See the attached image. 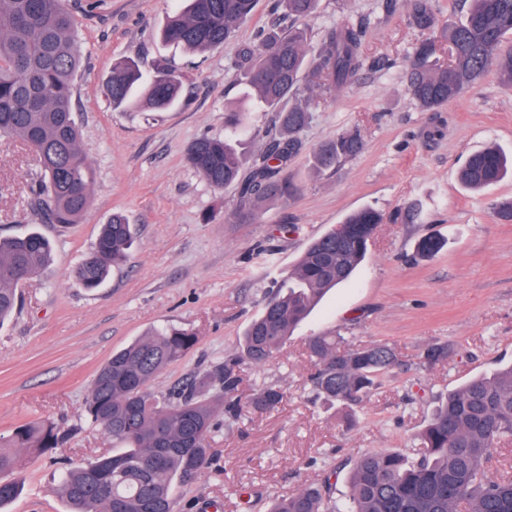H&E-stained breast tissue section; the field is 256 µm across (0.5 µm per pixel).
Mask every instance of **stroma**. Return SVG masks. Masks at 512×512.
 Here are the masks:
<instances>
[{"instance_id":"stroma-1","label":"stroma","mask_w":512,"mask_h":512,"mask_svg":"<svg viewBox=\"0 0 512 512\" xmlns=\"http://www.w3.org/2000/svg\"><path fill=\"white\" fill-rule=\"evenodd\" d=\"M75 18L81 68L76 118L96 170L92 205L80 223L43 224L29 208L40 174L21 144L0 139V237L31 228L51 239V270L22 288L20 311L0 325V435L48 421L65 435L52 451L28 456L23 486L5 512H66L54 491L55 459L81 463L111 454L112 439L88 424L83 400L97 369L153 328L193 331L197 344L151 383L165 392L206 365L237 352L239 339L273 291L287 284L310 239L368 206L384 217L367 256L348 282L329 291L264 366L242 365L238 394L279 386L283 403L268 412L243 410L210 441L219 466L177 491L179 512H267V497L288 496L338 470L331 494L349 498L351 462L366 452L410 447L448 390L512 363V223L493 207L512 200V177L478 191L458 172L489 146L512 155V89L487 73L438 112L410 100L406 59L424 34L403 5L390 0H319L314 37L349 18L365 23L363 64L355 80L314 107L302 151L288 166L294 195L265 202L255 222H234L238 189L211 187L184 162L187 146L224 133L238 104L237 62L270 20V0L224 47L189 53L161 40L176 0H67ZM156 63L182 77L179 102L166 112L106 95L112 65ZM357 129L361 151L331 170L314 152ZM124 213L136 232L126 262L88 291L73 270L92 250L99 227ZM439 234L435 255L417 253ZM345 337L353 346L385 343L397 365L348 413L315 403L308 385L311 336ZM446 340L447 360L422 355ZM424 398L409 400L416 392ZM333 454L327 464L319 457Z\"/></svg>"}]
</instances>
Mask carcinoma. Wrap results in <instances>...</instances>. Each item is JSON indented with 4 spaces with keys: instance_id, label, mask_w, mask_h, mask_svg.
Returning <instances> with one entry per match:
<instances>
[{
    "instance_id": "carcinoma-1",
    "label": "carcinoma",
    "mask_w": 512,
    "mask_h": 512,
    "mask_svg": "<svg viewBox=\"0 0 512 512\" xmlns=\"http://www.w3.org/2000/svg\"><path fill=\"white\" fill-rule=\"evenodd\" d=\"M186 2L168 16L160 36L193 52L222 47L251 18L255 4ZM466 2L463 20L440 29L432 0H404L413 25L429 33L407 59L409 95L424 109L447 105L490 70L512 88V52L498 54L512 34V0ZM317 3L272 0V24L240 54L246 108L225 113L224 137L203 136L186 149V163L213 188L239 186L233 218L240 223L256 220L265 200L296 191L288 161L303 148L312 106L349 85L362 66L366 30L361 23L346 20L313 44L308 21ZM78 70L75 23L65 0H0V138L14 139L39 157L31 207L45 224H78L90 204L95 169L75 118ZM140 79L133 63L115 62L107 86L112 105L129 103ZM180 88L175 71L159 67L143 97L151 109L166 111L178 101ZM256 110L273 116L245 174L234 136L249 127ZM362 146L360 133L343 132L319 149L315 164L330 168ZM510 172L512 158L488 147L466 159L460 181L480 189ZM381 223L379 212L362 207L313 238L288 278V290L269 298L248 324L239 355L166 394L155 392L151 382L197 343L195 333L154 329L113 353L92 380L83 410L121 452L65 468L55 491L67 512H176L177 486L205 474L213 463L210 439L221 429L222 417L238 416L240 362L263 366L324 294L352 277ZM132 241L126 216L112 214L74 271L82 287H100L122 264ZM52 252L51 241L35 229L0 238V322L18 307L21 283L36 282L47 272ZM340 343L339 336L310 338V386L323 400L352 410L397 357L384 343L346 349ZM447 358L446 342L432 344L422 356L428 365ZM283 398L279 386L266 384L247 405L266 411ZM63 440L55 426L37 421L0 437V509L18 494L27 455L58 448ZM506 441L512 442V364L448 391L415 447L359 456L350 473L346 510L331 496L327 478L276 499L269 512H512V476L491 467L496 448Z\"/></svg>"
}]
</instances>
